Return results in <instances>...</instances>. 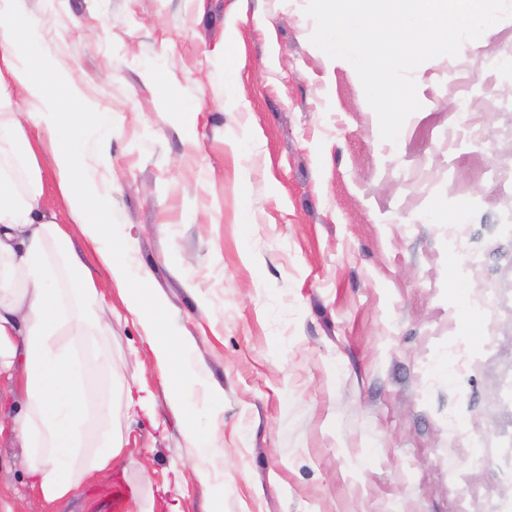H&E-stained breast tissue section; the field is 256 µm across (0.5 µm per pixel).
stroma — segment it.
<instances>
[{
  "instance_id": "1",
  "label": "stroma",
  "mask_w": 512,
  "mask_h": 512,
  "mask_svg": "<svg viewBox=\"0 0 512 512\" xmlns=\"http://www.w3.org/2000/svg\"><path fill=\"white\" fill-rule=\"evenodd\" d=\"M306 4L26 0L56 70L114 113L108 220L130 228L134 270L222 394L195 402L224 440L210 463L223 512H512V89L494 72L512 18L414 71L421 107L392 143L354 67L311 43ZM229 59L240 85L224 82ZM34 149L44 204L112 309L113 372L92 386L117 397L130 378L147 402L121 417L111 470L52 504L1 434L0 494L14 512H210L154 349L72 224L49 149ZM461 265L482 310L451 375L439 362L462 331L449 293Z\"/></svg>"
}]
</instances>
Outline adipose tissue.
I'll list each match as a JSON object with an SVG mask.
<instances>
[{"label":"adipose tissue","instance_id":"obj_1","mask_svg":"<svg viewBox=\"0 0 512 512\" xmlns=\"http://www.w3.org/2000/svg\"><path fill=\"white\" fill-rule=\"evenodd\" d=\"M49 55L25 0H0V105L19 97L0 127V377L13 381L21 412L8 428L23 449L30 486L49 502L63 499L124 450L113 427L114 403L91 391L92 366L111 370L112 355L94 351L112 328L92 271L76 255L66 230L42 201L32 135L47 137L58 188L101 266L120 289L127 311L143 326L166 381L168 404L180 416L198 476L216 512L224 485L212 482L209 460L222 454L216 431L201 429L192 401L202 382L165 300L148 277L130 270L128 234L105 223L111 195L101 178L111 170V112L81 111L85 95L62 75L65 95L39 72ZM94 148L95 162L83 158Z\"/></svg>","mask_w":512,"mask_h":512}]
</instances>
